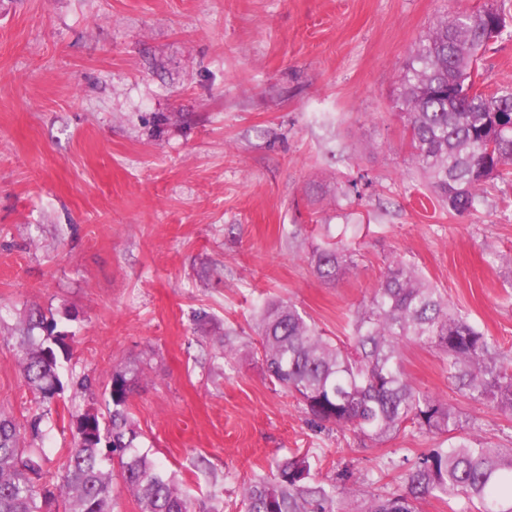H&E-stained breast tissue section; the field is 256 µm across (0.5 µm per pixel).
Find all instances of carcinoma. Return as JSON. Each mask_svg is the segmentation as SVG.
Returning a JSON list of instances; mask_svg holds the SVG:
<instances>
[{"label":"carcinoma","mask_w":512,"mask_h":512,"mask_svg":"<svg viewBox=\"0 0 512 512\" xmlns=\"http://www.w3.org/2000/svg\"><path fill=\"white\" fill-rule=\"evenodd\" d=\"M498 10L459 14L416 44L400 76L399 101L413 165L448 211H473L493 181H512V88L485 89L477 68ZM310 262L325 282L356 267L354 254L325 225ZM257 355L273 384L287 390L320 426L348 429L376 444L404 431L441 438L413 460L404 459L398 488L360 507L348 496V470L328 481L308 455L292 456L276 472L247 484L243 512H421L435 498L452 512H512V448L466 432L457 409L419 391L403 363L405 342L437 350L448 378L474 402L512 415V350H505L412 266L389 261L368 302L350 321V336L334 342L290 302L259 313ZM71 339L58 322L37 311L19 328L22 369L42 408L19 424L0 414V512H113L112 471L135 497L140 512H191L186 497L149 454L131 417L135 375L116 366L105 388L108 417L87 410L71 424L93 421L96 440L73 439L59 482L39 484L43 451L20 446L21 429L43 434L49 405L65 391L60 359Z\"/></svg>","instance_id":"1"}]
</instances>
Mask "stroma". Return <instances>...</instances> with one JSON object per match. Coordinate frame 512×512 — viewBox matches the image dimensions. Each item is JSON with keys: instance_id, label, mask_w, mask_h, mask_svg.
<instances>
[{"instance_id": "1", "label": "stroma", "mask_w": 512, "mask_h": 512, "mask_svg": "<svg viewBox=\"0 0 512 512\" xmlns=\"http://www.w3.org/2000/svg\"><path fill=\"white\" fill-rule=\"evenodd\" d=\"M484 3L0 0V411L37 409L20 322L38 310L75 335L74 382L38 441L47 482L71 413L105 411L117 365L137 372L143 447L192 512H241L250 480L304 453L321 476L352 471L361 503L434 447L313 425L254 357V318L289 301L347 336L398 257L512 348V182L474 213L443 208L396 104L419 39ZM479 71L488 90L512 87V25ZM324 224L358 264L333 283L309 261ZM403 355L418 389L512 448V416L470 401L439 353Z\"/></svg>"}]
</instances>
